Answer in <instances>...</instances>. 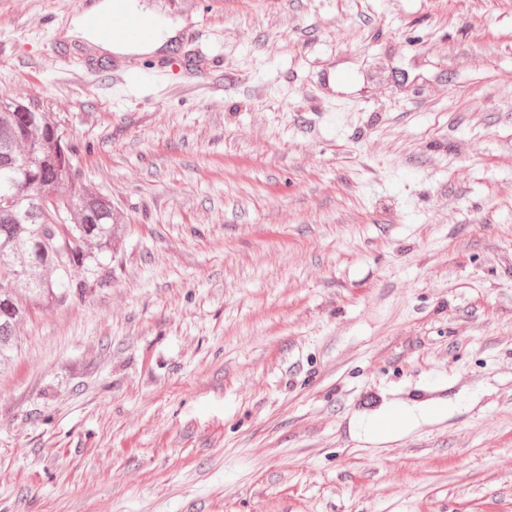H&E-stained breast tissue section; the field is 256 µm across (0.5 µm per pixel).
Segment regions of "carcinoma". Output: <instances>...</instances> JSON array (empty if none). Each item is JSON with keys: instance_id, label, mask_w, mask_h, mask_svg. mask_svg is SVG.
Listing matches in <instances>:
<instances>
[{"instance_id": "carcinoma-1", "label": "carcinoma", "mask_w": 512, "mask_h": 512, "mask_svg": "<svg viewBox=\"0 0 512 512\" xmlns=\"http://www.w3.org/2000/svg\"><path fill=\"white\" fill-rule=\"evenodd\" d=\"M48 112L0 98V362L31 306L83 300L112 246V202L88 191Z\"/></svg>"}]
</instances>
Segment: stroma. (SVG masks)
I'll use <instances>...</instances> for the list:
<instances>
[{"mask_svg": "<svg viewBox=\"0 0 512 512\" xmlns=\"http://www.w3.org/2000/svg\"><path fill=\"white\" fill-rule=\"evenodd\" d=\"M89 2L0 0L117 220L0 368V512H512V0H148L133 56ZM124 1H126V8L132 15L155 29V35L152 38L144 41H129L121 37L101 34L98 29L105 33H119L133 40L142 39L147 35V30L140 21L124 12L121 2H117L115 9L112 11L114 7L112 0H97L88 4L86 9L72 20L73 29L69 32V35H80L98 45L104 52L117 56H127L152 54L160 51L167 43L175 39L181 30L178 23L164 18L146 4L140 3V0ZM109 14L110 16L105 19L95 17H103ZM89 16H92L90 18L91 24L98 29L88 23ZM391 407H398L405 417L404 425H398L394 428H383L380 429V421L384 417V413ZM437 412H433L428 405L421 403L419 405H408L406 403H394L388 405L383 410L379 411L375 415L362 419L358 424L359 435L362 436L366 441L369 442H385L392 440L408 429L417 426L421 421H426L434 416H445L451 414L457 409V405L448 403L441 404L437 408ZM403 422L401 414L397 410L388 411L385 419L382 422V427H392Z\"/></svg>", "mask_w": 512, "mask_h": 512, "instance_id": "obj_1", "label": "stroma"}]
</instances>
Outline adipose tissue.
I'll list each match as a JSON object with an SVG mask.
<instances>
[{
    "mask_svg": "<svg viewBox=\"0 0 512 512\" xmlns=\"http://www.w3.org/2000/svg\"><path fill=\"white\" fill-rule=\"evenodd\" d=\"M125 6L132 15L147 26L154 28L155 34L152 38L144 41H129L121 37L103 35L98 29L92 27L88 22L89 17L109 15L113 9L112 0H91L84 13L73 19V34L92 41L102 51L118 56L152 54L160 51L167 43L176 38L180 30L179 24L164 18L146 4H143L142 0H126ZM454 409L455 406L451 403L440 405L438 410L435 411L423 403L419 405L404 403L400 406V410L405 417L402 425L393 428L381 427V417L376 414L361 420L358 424V432L366 441L385 442L402 435L407 429L432 418L433 415L443 416L452 413Z\"/></svg>",
    "mask_w": 512,
    "mask_h": 512,
    "instance_id": "adipose-tissue-1",
    "label": "adipose tissue"
}]
</instances>
